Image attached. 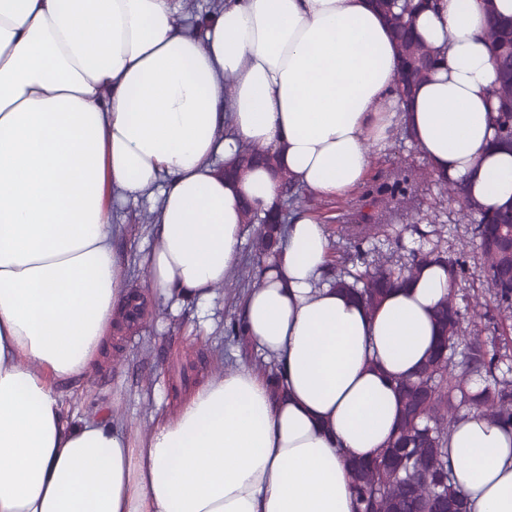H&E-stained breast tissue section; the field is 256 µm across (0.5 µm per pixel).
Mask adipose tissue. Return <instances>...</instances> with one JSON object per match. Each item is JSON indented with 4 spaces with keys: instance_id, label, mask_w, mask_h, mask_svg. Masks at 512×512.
I'll return each instance as SVG.
<instances>
[{
    "instance_id": "ef3b65f1",
    "label": "adipose tissue",
    "mask_w": 512,
    "mask_h": 512,
    "mask_svg": "<svg viewBox=\"0 0 512 512\" xmlns=\"http://www.w3.org/2000/svg\"><path fill=\"white\" fill-rule=\"evenodd\" d=\"M182 2L0 0V512H357L348 460L387 447L395 382L435 345L453 288L442 264L367 309L326 283L328 234L300 213L243 299L282 395L241 366L143 433L113 410L70 414L59 388L102 364L127 292L123 207L155 216L141 259L153 289L205 308L240 261L242 200H281L265 168L225 180L244 146L340 197L370 146L406 128L437 175L512 207L482 0L418 14L442 64L408 105L370 0H224L203 24L179 22ZM448 453L470 512H512V430L464 412Z\"/></svg>"
}]
</instances>
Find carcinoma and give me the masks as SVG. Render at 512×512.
Wrapping results in <instances>:
<instances>
[{
    "instance_id": "obj_1",
    "label": "carcinoma",
    "mask_w": 512,
    "mask_h": 512,
    "mask_svg": "<svg viewBox=\"0 0 512 512\" xmlns=\"http://www.w3.org/2000/svg\"><path fill=\"white\" fill-rule=\"evenodd\" d=\"M382 14L396 42L398 80L396 92L401 98L413 96L418 84L433 68L430 49L413 31L416 13L427 4L414 0H372ZM488 17L485 38L495 60L498 85L492 93L489 120L495 130L496 144L512 151V19L500 16L494 0H483ZM261 164L276 173L291 199L267 217L257 221L245 208L247 223L260 224L253 243L258 262H263L281 240L288 223V208L297 195L288 172L278 157L267 151L246 147L240 151L242 167ZM440 184L448 188V197L459 204L460 220L472 224V241L485 257L484 277L489 284L495 308L505 322L494 327L500 336L512 332V209H487L472 199L459 183ZM422 243L411 251L410 260L394 263L378 261L353 271L341 256L332 264L330 281L354 295L368 309L376 307L391 288L399 287L424 264L440 262L451 281L466 271V245L451 257L442 246L443 234L433 229L420 234ZM147 297L132 290L118 316V330L130 326V308L146 310ZM439 338L433 353L420 367L417 379L399 381L401 415L392 442L370 462L354 461L349 477L358 512H467L464 497L455 488L448 460V435L461 419V410L476 408L504 428H512V357L495 350L496 337L462 334V311L449 295L435 310ZM463 367L485 376L489 383L473 393L457 374Z\"/></svg>"
}]
</instances>
